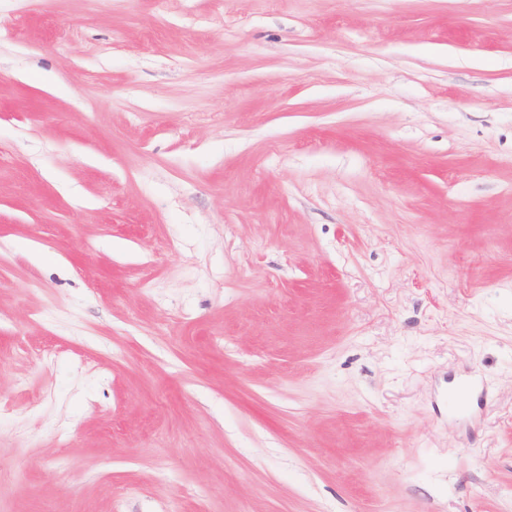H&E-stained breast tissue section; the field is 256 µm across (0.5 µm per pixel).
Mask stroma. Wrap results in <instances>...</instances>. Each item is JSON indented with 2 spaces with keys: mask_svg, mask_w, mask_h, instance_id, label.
Returning <instances> with one entry per match:
<instances>
[{
  "mask_svg": "<svg viewBox=\"0 0 512 512\" xmlns=\"http://www.w3.org/2000/svg\"><path fill=\"white\" fill-rule=\"evenodd\" d=\"M0 402V512H512V0H0Z\"/></svg>",
  "mask_w": 512,
  "mask_h": 512,
  "instance_id": "1",
  "label": "stroma"
}]
</instances>
